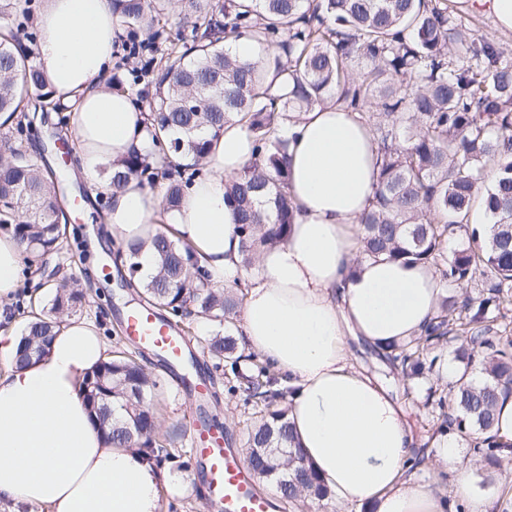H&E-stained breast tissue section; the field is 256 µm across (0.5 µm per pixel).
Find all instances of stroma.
Listing matches in <instances>:
<instances>
[{
    "mask_svg": "<svg viewBox=\"0 0 512 512\" xmlns=\"http://www.w3.org/2000/svg\"><path fill=\"white\" fill-rule=\"evenodd\" d=\"M105 205L106 199L102 196L85 201L81 214L75 216L69 230L70 236L78 244L77 249H63L44 255L42 270L23 269L19 290L23 293L34 291L46 299L50 296V286L61 280L76 278L81 283L89 284L88 299L80 316L94 321L100 333L113 343L124 339L122 316L138 308L139 302L132 289L119 285V277L109 255L114 237L101 218L106 211ZM182 330L184 335L191 337L193 350L199 356L198 365L186 366L185 374L194 375L199 368L205 371L210 381V391L221 394L219 404L211 406L210 416L223 424L235 447H243L244 429L251 418L252 409L245 405L241 395L224 391V368L216 364L205 346L206 338L214 330L213 323L197 319L183 324ZM145 365L158 376L163 387L156 403L159 435L171 440L173 447L182 451L181 461L168 463L167 468L174 480L190 483L193 488L192 495L186 498L163 496V512H207V492L197 479L200 465L190 450V402L177 390L170 368L160 365L152 356L147 358ZM356 365L393 389L408 422L416 429L421 441H429L436 429V419L431 409L424 405L431 378H404L361 353L356 356Z\"/></svg>",
    "mask_w": 512,
    "mask_h": 512,
    "instance_id": "obj_1",
    "label": "stroma"
}]
</instances>
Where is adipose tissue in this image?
<instances>
[{
    "instance_id": "1",
    "label": "adipose tissue",
    "mask_w": 512,
    "mask_h": 512,
    "mask_svg": "<svg viewBox=\"0 0 512 512\" xmlns=\"http://www.w3.org/2000/svg\"><path fill=\"white\" fill-rule=\"evenodd\" d=\"M37 60L57 102L70 113L78 167L89 184L100 169L150 143L148 115L129 93L107 89L117 39L108 0H42ZM289 141L294 201L287 238L241 266L237 217L224 200L227 181L252 157V139L231 122L212 140L180 209L162 213V193L137 180L111 199L106 221L125 241L149 240L160 224L189 247L211 287L243 279L239 334L249 352L290 389L295 445L339 508L363 503L376 512H487L470 468L455 481L444 468L456 441L430 450L431 482L410 468L416 436L394 397L359 372L346 345L353 336L377 346L418 336L445 290L429 264L360 258L358 219L377 185V145L368 124L328 104L282 124ZM22 248L0 237V321L18 288ZM108 358L96 325L69 318L47 352L0 375V500L16 512H162V489L190 495L138 447L106 444L82 399L86 376Z\"/></svg>"
}]
</instances>
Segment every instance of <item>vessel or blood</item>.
Wrapping results in <instances>:
<instances>
[{"label":"vessel or blood","instance_id":"obj_1","mask_svg":"<svg viewBox=\"0 0 512 512\" xmlns=\"http://www.w3.org/2000/svg\"><path fill=\"white\" fill-rule=\"evenodd\" d=\"M123 323L129 339L150 348L176 370L175 382L179 391L190 392L197 398L203 396L205 381L180 373L188 359L189 337L176 331L150 309L128 312ZM190 428L194 452L205 466L211 505L219 512H269L271 501L258 491L251 474L242 465L240 449L230 447L221 433L203 427L198 420H191Z\"/></svg>","mask_w":512,"mask_h":512}]
</instances>
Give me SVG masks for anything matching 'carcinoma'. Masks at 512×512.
I'll list each match as a JSON object with an SVG mask.
<instances>
[{
  "label": "carcinoma",
  "instance_id": "carcinoma-1",
  "mask_svg": "<svg viewBox=\"0 0 512 512\" xmlns=\"http://www.w3.org/2000/svg\"><path fill=\"white\" fill-rule=\"evenodd\" d=\"M120 27L141 34V56L129 62L132 84L152 128L149 148L103 169L108 191L131 178L164 186L163 212L177 208L199 174L210 140L233 116L253 139L254 159L226 184L237 210L242 263L250 272L264 247L284 240L292 220L288 141L277 135L293 112L334 100L371 128L378 150L373 208L360 219L359 257L385 255L429 263L455 294L442 299L424 332L376 359L408 379L422 378L445 347L481 382L460 378L432 385L425 406L438 412L437 434L472 436L475 460L499 467L512 442L493 434L501 396L512 393V339L501 335L512 313V52L477 36L449 0H109ZM34 0H0V114L23 135L60 107L36 61ZM178 19V33L167 25ZM248 36L264 46L258 62L231 55L224 42ZM496 168L494 182L486 180ZM64 171L46 170L22 142H0V230L29 255L62 247ZM488 224L469 222L477 201ZM467 244L448 252V239ZM150 246L156 272L139 278L138 255ZM128 287L175 318L201 317L218 326L207 341L229 366L231 393L241 392L256 418L246 438L248 469L290 501L330 499L293 447L288 406L273 389L276 375L256 355L239 352L221 326L233 323L234 289L201 281L190 251L164 232L150 243L120 242ZM86 289L74 279L54 286L50 307L25 325L14 364L40 357L63 319L83 308ZM249 362L247 373L240 361ZM160 380L133 352H115L88 374L82 393L94 422L116 447L146 448L157 462L180 457L156 435L152 398Z\"/></svg>",
  "mask_w": 512,
  "mask_h": 512
}]
</instances>
